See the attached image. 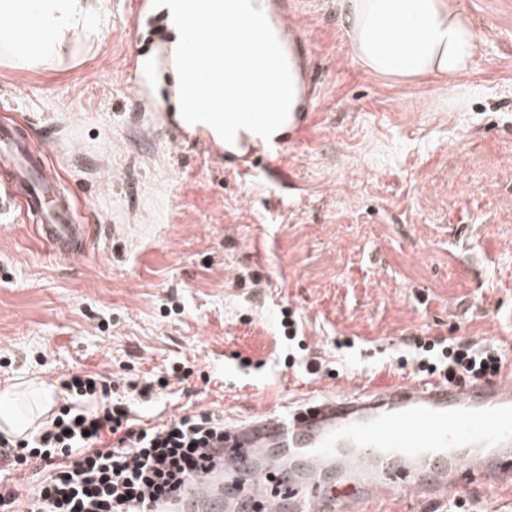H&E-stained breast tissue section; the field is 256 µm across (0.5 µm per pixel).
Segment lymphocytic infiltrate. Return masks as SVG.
I'll return each mask as SVG.
<instances>
[{
  "mask_svg": "<svg viewBox=\"0 0 512 512\" xmlns=\"http://www.w3.org/2000/svg\"><path fill=\"white\" fill-rule=\"evenodd\" d=\"M395 360L416 377L460 384L500 376L507 354L485 340L416 336L396 349ZM169 385V376L153 375L116 395L100 373L60 374L54 393L63 402L55 417L24 439L0 434L8 469L33 470L26 499L0 482V512H162L174 505L203 471L205 449L223 439L224 418L199 410L156 426L135 420V406L162 398Z\"/></svg>",
  "mask_w": 512,
  "mask_h": 512,
  "instance_id": "f902f5d3",
  "label": "lymphocytic infiltrate"
}]
</instances>
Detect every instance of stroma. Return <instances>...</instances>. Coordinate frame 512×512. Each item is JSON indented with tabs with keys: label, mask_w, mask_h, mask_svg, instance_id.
<instances>
[{
	"label": "stroma",
	"mask_w": 512,
	"mask_h": 512,
	"mask_svg": "<svg viewBox=\"0 0 512 512\" xmlns=\"http://www.w3.org/2000/svg\"><path fill=\"white\" fill-rule=\"evenodd\" d=\"M140 2L108 0L104 25L55 62L0 57V124L51 145L88 227L64 259L18 208L0 211V387L186 360L193 375L146 421L187 407L248 419L272 394L285 405L309 386L343 395L398 379L389 351L415 336L512 338V0H459L486 41L461 112L439 111L447 85L354 64L334 0H288L316 93L286 185L142 135L124 68L151 46L149 27L130 28ZM287 309L332 375L285 367ZM345 337L360 351L337 349ZM462 497L470 512H512L503 474L437 505L404 492L364 512H449Z\"/></svg>",
	"instance_id": "obj_1"
}]
</instances>
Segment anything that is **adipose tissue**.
Returning <instances> with one entry per match:
<instances>
[{"label":"adipose tissue","instance_id":"ef3b65f1","mask_svg":"<svg viewBox=\"0 0 512 512\" xmlns=\"http://www.w3.org/2000/svg\"><path fill=\"white\" fill-rule=\"evenodd\" d=\"M351 59L396 84L444 80L456 110L475 92L464 76L475 68L484 39L456 0H337ZM32 19L37 31L20 40L17 22ZM93 0H0V52L24 67L59 57L67 38L97 29ZM51 391L38 383L0 391V432L23 434L41 418Z\"/></svg>","mask_w":512,"mask_h":512}]
</instances>
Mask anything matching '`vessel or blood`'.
Instances as JSON below:
<instances>
[{
    "label": "vessel or blood",
    "instance_id": "1",
    "mask_svg": "<svg viewBox=\"0 0 512 512\" xmlns=\"http://www.w3.org/2000/svg\"><path fill=\"white\" fill-rule=\"evenodd\" d=\"M309 113H293L270 143L241 137L226 143L210 126L183 125L168 137L170 151L191 140L225 161L246 159L290 182L286 151L308 131ZM50 146L29 151L16 129L0 126V194L25 216L55 252H68L86 232L50 164ZM208 468L191 479L179 512H208L225 498L224 484L245 479L263 512H360L361 505L404 490L438 503L470 472L512 469V367L496 380L444 383L431 377L396 380L352 394L309 398L280 414L267 403L261 415L224 425L223 444L208 449ZM345 477L337 490L334 474Z\"/></svg>",
    "mask_w": 512,
    "mask_h": 512
}]
</instances>
